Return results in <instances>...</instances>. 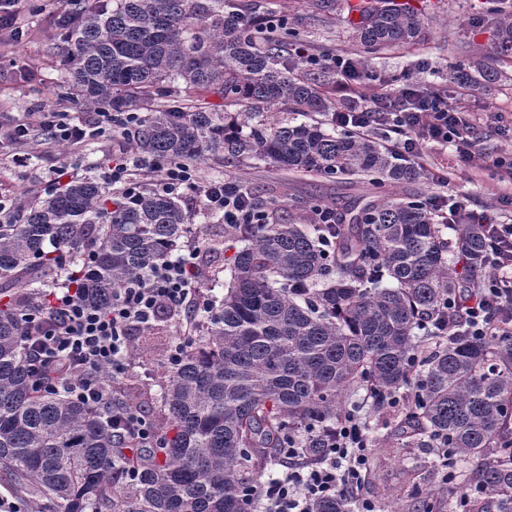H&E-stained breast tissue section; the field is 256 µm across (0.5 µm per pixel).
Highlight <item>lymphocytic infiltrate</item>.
<instances>
[{"label": "lymphocytic infiltrate", "instance_id": "lymphocytic-infiltrate-1", "mask_svg": "<svg viewBox=\"0 0 512 512\" xmlns=\"http://www.w3.org/2000/svg\"><path fill=\"white\" fill-rule=\"evenodd\" d=\"M329 66L340 76L336 92L343 102L334 112L336 126L361 135L382 129L395 136L393 147L404 157H420L421 148L433 144L451 149L457 160L472 164L479 157L474 135L477 124L507 132L500 113H486L476 120L463 103L450 104L432 92L409 82L391 92L366 98L358 82L355 59L335 56ZM135 112H102L86 123L72 112H34L6 133L18 143L27 142L33 129H40V144L53 148L64 142L77 146L88 139L106 136L113 125L136 123ZM156 187L178 196L184 190L202 195L208 207L221 213L228 224H259L261 213L247 210L240 199L228 193L224 183L199 184L192 166L152 161ZM498 213L476 214L459 202L439 198L430 209L442 223L467 222L484 225L486 232L481 284L448 301L445 318L438 328L445 336L481 340L512 335V224L500 222L498 214L512 208V195L498 200ZM201 278L195 254H179L149 268L139 280L130 282L112 296L104 309L88 302L78 291L60 288L48 310L32 309L24 314L25 334L30 341L31 366L47 379L65 384L72 398L99 408L116 397L114 380L134 366L131 340L134 332L156 322L163 314L199 313ZM111 379H104V369ZM366 427L355 410H348L331 432V444L317 465L287 468L249 488L250 512H312L325 498L342 497L351 512H375L374 503L363 494L370 448Z\"/></svg>", "mask_w": 512, "mask_h": 512}]
</instances>
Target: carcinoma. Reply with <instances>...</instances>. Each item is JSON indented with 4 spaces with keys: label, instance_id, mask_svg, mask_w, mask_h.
<instances>
[{
    "label": "carcinoma",
    "instance_id": "obj_1",
    "mask_svg": "<svg viewBox=\"0 0 512 512\" xmlns=\"http://www.w3.org/2000/svg\"><path fill=\"white\" fill-rule=\"evenodd\" d=\"M74 2L79 21L64 36L71 89L103 112L145 111L131 131L139 159L259 160L315 178L372 176L378 185L418 177L373 136L266 121L268 110L324 113L331 89L293 74L280 62L282 43L257 37L224 0ZM494 2L495 58L455 66L449 83L502 81L512 0ZM354 37L376 54L426 33L419 14L388 0L362 16ZM175 77L221 96L224 108H151ZM238 105L245 109L228 111ZM239 188L266 222L224 224L206 239L209 254L235 249L227 292L167 371L152 423L160 440L147 453L112 434V410L40 386L21 315L48 288H81L107 306L167 258L186 213L156 191L127 207L88 177L0 214V477L9 490L64 512H247L241 470L260 473L298 433L304 460H317L347 411L345 395L362 386L376 411L394 405L388 438L449 449L440 466L450 471L466 464L467 483L482 495L465 512H512V335L453 337L419 355L423 338H438L424 319L457 291V264L477 269L481 225L438 224L427 203L393 195L358 198L334 224L319 204L285 223ZM130 467L136 479L119 478ZM315 512L349 506L336 497Z\"/></svg>",
    "mask_w": 512,
    "mask_h": 512
}]
</instances>
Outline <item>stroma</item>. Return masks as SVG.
<instances>
[{
    "instance_id": "1",
    "label": "stroma",
    "mask_w": 512,
    "mask_h": 512,
    "mask_svg": "<svg viewBox=\"0 0 512 512\" xmlns=\"http://www.w3.org/2000/svg\"><path fill=\"white\" fill-rule=\"evenodd\" d=\"M231 9L248 14L283 17L284 25L272 36L291 45L305 46L319 55L361 56L353 37L354 22L349 0H228ZM413 10L423 18L426 40L423 44L395 53L361 56L365 59L362 89L366 95L380 90L381 81L399 84L409 79L422 85L449 87V101H464L469 112L481 117L488 112L501 113L512 123V62L504 63L506 78L485 89L461 93L448 83V71L465 58H480L494 53V28L490 0H410ZM72 0H22L18 26L22 38L0 31V127L9 128L24 121L28 113L55 108L78 113L84 122H94L96 109L84 107L72 95L64 65V45L58 35L55 18L71 11ZM482 155L474 164L454 167L447 150L425 146L430 166L415 182L396 186L397 194L419 196L426 200L451 195L467 209L492 213L497 196L512 191L499 182L492 166L495 156L512 154V139L483 130ZM126 130L118 129L104 138L87 140L79 148L45 150L28 146L31 158L26 165L13 163L15 145L0 142V197L21 203L45 196L53 187L59 169L70 177L94 176L106 181L112 157L130 152ZM200 181L232 179L247 184L267 206L278 208L281 216L294 214L297 205L320 204L341 208L354 199L381 195L382 190L365 180H320L290 173L256 161L247 166L228 167L223 160L210 159L196 166ZM452 170L449 184L438 182L436 171ZM188 215V243L203 244L221 214L211 211L202 196L192 190L178 198ZM186 326L168 322L156 336L134 340L136 366L121 380L122 392L140 404L148 418L160 412L159 386L168 368V353L173 344L189 340ZM437 458L428 448L400 452L394 448H373L364 492L378 512H404L405 508L430 499L436 512H454L456 498L449 493Z\"/></svg>"
}]
</instances>
